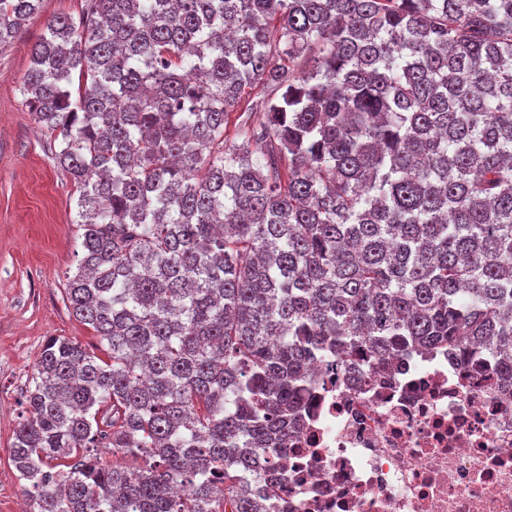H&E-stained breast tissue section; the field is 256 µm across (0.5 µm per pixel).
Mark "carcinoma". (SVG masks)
I'll use <instances>...</instances> for the list:
<instances>
[{"label": "carcinoma", "instance_id": "carcinoma-1", "mask_svg": "<svg viewBox=\"0 0 512 512\" xmlns=\"http://www.w3.org/2000/svg\"><path fill=\"white\" fill-rule=\"evenodd\" d=\"M41 4L0 0V45ZM21 93L61 137L65 296L108 351L44 344L27 512H267L248 481L326 352L482 345L512 377V0H84Z\"/></svg>", "mask_w": 512, "mask_h": 512}]
</instances>
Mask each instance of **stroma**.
<instances>
[{
  "label": "stroma",
  "mask_w": 512,
  "mask_h": 512,
  "mask_svg": "<svg viewBox=\"0 0 512 512\" xmlns=\"http://www.w3.org/2000/svg\"><path fill=\"white\" fill-rule=\"evenodd\" d=\"M83 0H43L41 11L0 46V512H22L10 461L23 394L48 337L107 353L93 329L66 304L67 278L81 257L78 192L54 161L53 137L34 120L20 92L30 52L47 17L78 15Z\"/></svg>",
  "instance_id": "35a3bbf8"
}]
</instances>
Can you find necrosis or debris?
<instances>
[{
	"label": "necrosis or debris",
	"mask_w": 512,
	"mask_h": 512,
	"mask_svg": "<svg viewBox=\"0 0 512 512\" xmlns=\"http://www.w3.org/2000/svg\"><path fill=\"white\" fill-rule=\"evenodd\" d=\"M270 512H512V379L490 350L314 358Z\"/></svg>",
	"instance_id": "1"
}]
</instances>
